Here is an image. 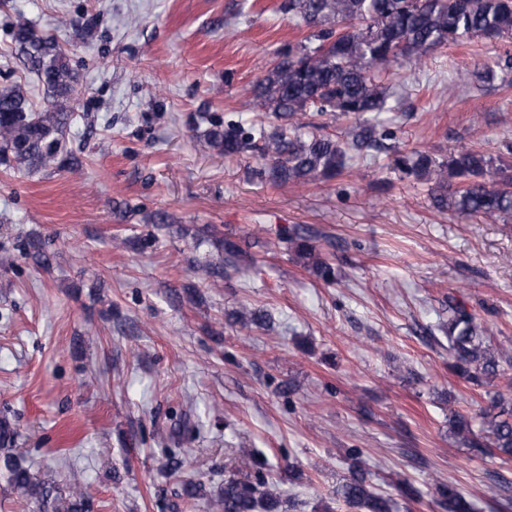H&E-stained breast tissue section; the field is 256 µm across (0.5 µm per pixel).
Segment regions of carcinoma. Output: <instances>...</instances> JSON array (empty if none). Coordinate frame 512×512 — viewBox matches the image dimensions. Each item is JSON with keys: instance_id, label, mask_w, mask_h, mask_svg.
Listing matches in <instances>:
<instances>
[{"instance_id": "1", "label": "carcinoma", "mask_w": 512, "mask_h": 512, "mask_svg": "<svg viewBox=\"0 0 512 512\" xmlns=\"http://www.w3.org/2000/svg\"><path fill=\"white\" fill-rule=\"evenodd\" d=\"M284 8L296 20L315 29L314 44L281 50L276 63L252 85L256 112L279 122L268 134L262 128L246 131L240 125L211 122L204 136L228 157L256 154L264 176L274 184L327 181L351 167L356 156L367 157L384 148L391 133L363 120L351 138L340 142L309 129V112H340L357 118L394 108L391 76L408 65L451 44L473 39L495 40L512 35V0H286ZM12 39L36 80L47 90L40 111L33 109L26 89L15 84L0 88V164L12 168L62 167L73 159L64 138L70 113L62 100L74 91L77 76L66 53L36 25L20 21ZM397 170L425 182L436 175L437 205L451 212L489 221L512 218V166L498 163L484 150L458 146L432 171V158L420 151L395 156ZM288 249L323 280H336L332 264L310 240L288 235ZM448 348L456 358L454 372L477 386L491 383L512 352L487 342L491 331L479 314L448 301ZM453 433L470 450L512 459V394L488 395L478 426L458 415ZM15 431L0 419V468L24 494L44 500L52 487L37 483L12 453ZM441 512H475L472 500L452 483L437 489ZM181 496L206 498L214 512H288L280 495L267 489L262 472L252 477L228 476L211 492L205 484L184 480ZM323 512H395L392 496L373 487L365 469L356 466L336 487ZM65 512H88L82 482L74 479Z\"/></svg>"}]
</instances>
